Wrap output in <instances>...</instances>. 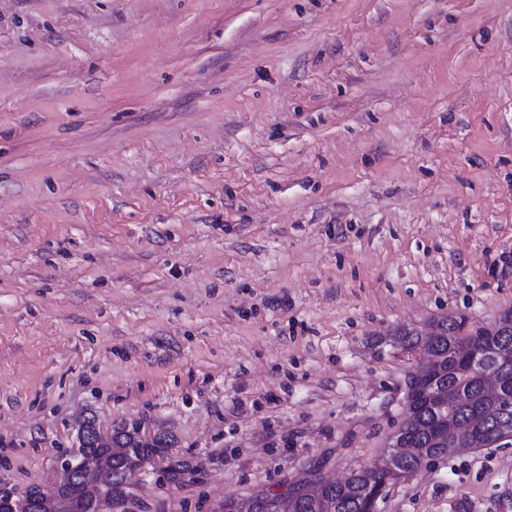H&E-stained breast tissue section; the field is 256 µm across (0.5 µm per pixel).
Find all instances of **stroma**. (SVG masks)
<instances>
[{"label":"stroma","instance_id":"stroma-1","mask_svg":"<svg viewBox=\"0 0 512 512\" xmlns=\"http://www.w3.org/2000/svg\"><path fill=\"white\" fill-rule=\"evenodd\" d=\"M510 309L512 0H0L15 495L89 415L172 441L131 512L339 477L405 418L397 328ZM379 512H512V446Z\"/></svg>","mask_w":512,"mask_h":512}]
</instances>
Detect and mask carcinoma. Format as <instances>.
Wrapping results in <instances>:
<instances>
[{"mask_svg":"<svg viewBox=\"0 0 512 512\" xmlns=\"http://www.w3.org/2000/svg\"><path fill=\"white\" fill-rule=\"evenodd\" d=\"M434 326L436 335L433 337L423 338L405 329L394 332L396 343L431 359L429 367H418V373L414 375L416 386L406 401L407 418L393 433V437L420 449L419 454L396 458L386 447L372 462L360 467L366 478L355 484L333 487L322 495L316 494L315 483L305 474L288 485L293 512H372L371 499L378 488H390L405 475L429 463L430 459L448 456L451 449L447 440L436 442L448 421L444 420L446 414L436 409L429 399V391L434 386L448 390V394L456 398L451 422L466 424L476 417L480 419L481 430L475 436L477 447L494 445L504 428L512 431V408L505 411L489 398L482 372L466 367L456 359V348L461 343L476 348L501 346L507 349L508 367L504 379L505 388L512 395V325L484 335L482 328L470 326L467 318L450 315L434 321ZM76 440L78 446L70 454L73 463L97 452H107L112 458L111 471L94 485H77L70 481L68 474H63L58 495L64 499L77 495L83 504L81 512H93L96 499L105 494L112 495L119 512H127L129 475L153 458L163 456L170 448L166 437L147 438L136 424L119 425L104 433L92 417L81 424Z\"/></svg>","mask_w":512,"mask_h":512,"instance_id":"1","label":"carcinoma"}]
</instances>
